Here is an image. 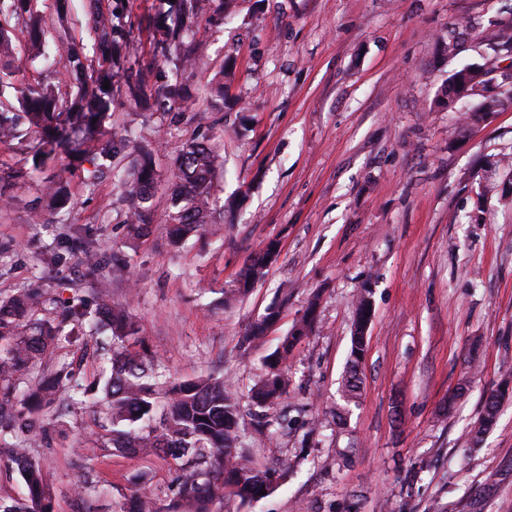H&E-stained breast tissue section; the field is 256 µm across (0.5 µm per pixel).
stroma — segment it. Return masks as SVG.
<instances>
[{
  "label": "stroma",
  "mask_w": 512,
  "mask_h": 512,
  "mask_svg": "<svg viewBox=\"0 0 512 512\" xmlns=\"http://www.w3.org/2000/svg\"><path fill=\"white\" fill-rule=\"evenodd\" d=\"M136 44L131 64L173 77L143 21L168 0H124ZM512 29V0H230L200 21L193 72L182 80L195 103L135 102L116 80L114 141L133 138L155 155L151 232L131 238L121 177L134 156L117 150L93 185L69 177V204L50 212L42 194L49 163L0 202V297L25 288L48 299L96 291L125 307L146 344L179 379L228 375L247 393L263 359L319 295L318 326L288 361L286 395L266 408L275 431L257 430L245 409V444L258 465L291 471L272 495L225 496L221 512H512V60L482 40ZM10 68L56 82L63 50L47 29L33 52L12 30ZM454 43L448 54L445 43ZM236 73L224 102L211 83L226 60ZM494 76L498 112L457 135L461 113L436 100L461 66ZM209 143L222 167L214 182L219 231L172 243L165 224L182 146ZM39 223H31L32 211ZM122 263L127 274L48 257L63 241ZM278 254L243 301L222 307L225 288L267 243ZM372 291L361 396L345 427L332 412L351 346L354 299ZM287 296L265 339L241 357L239 340ZM471 384L453 413L440 408L463 374ZM505 387L497 424L479 445L469 432L488 390ZM110 422L73 405L30 447L53 486L54 512H119L132 474L174 497V465L154 455L106 449ZM98 461L95 495L77 492L86 458Z\"/></svg>",
  "instance_id": "stroma-1"
}]
</instances>
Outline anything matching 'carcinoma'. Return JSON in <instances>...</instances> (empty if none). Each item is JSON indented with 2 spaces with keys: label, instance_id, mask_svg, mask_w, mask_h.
<instances>
[{
  "label": "carcinoma",
  "instance_id": "1",
  "mask_svg": "<svg viewBox=\"0 0 512 512\" xmlns=\"http://www.w3.org/2000/svg\"><path fill=\"white\" fill-rule=\"evenodd\" d=\"M224 0H172L170 15L148 20L146 29L154 50L185 73L196 62L184 37L198 20ZM125 6L93 15L98 33L96 63L88 61L85 47L72 37L69 28L57 29L58 42L65 52L64 84L77 85L67 95L56 86L28 83L19 88L22 112L0 111V143L33 139L32 167L38 169L63 154L55 178L43 187V195L60 205L66 196L67 178L76 168L94 182L100 173V159L112 158V137L106 122L110 117L112 89L103 88L125 75L127 96L137 101L150 84V72L126 74L130 56V32L125 30ZM30 27L32 43H42L44 30L33 0H0V13ZM492 49L512 46V31L499 29L484 36ZM162 100L191 102L180 82L158 88ZM218 168L216 152L205 142L192 141L183 149L176 177L181 187L171 197L168 214L169 237L178 244L189 235L215 223L213 182ZM159 178L152 154L143 152L135 161L133 179L124 182L130 199L128 226L139 239L149 230L151 190ZM66 253L52 255L50 262L65 260L77 250L71 242ZM82 262L98 269L110 266L114 275L125 274L124 266L108 264L104 256L83 246ZM274 245L269 244L239 274L235 284L224 289L222 305L231 306L246 295L272 263ZM318 297H313L293 332L282 337L276 349L264 359V373L248 392L249 403L264 409L286 393L288 378L284 366L298 340L317 325ZM372 312L371 291L361 290L355 299V324L342 383L345 406L336 409V423L345 422L346 406L357 401L362 377L360 365L366 348V329ZM280 315V305L268 307L262 319L249 325L240 347L248 350L262 338ZM89 335H106L109 349L101 354L104 367L93 380L79 377L71 365H62L27 388L18 389L19 376L35 365L59 341H77ZM66 393L80 405L101 407L112 424V449L126 455L154 454L174 461L178 472L177 499L163 503L141 491L146 475L137 474V489L125 499L120 512H211V506L230 494L242 502L260 498L259 491L280 483L288 472L279 467L260 468L242 447L244 418L235 384L220 376L197 377L175 382L163 373L155 353L149 351L138 328L126 311L112 305L102 295L91 292L69 300L44 299L35 290L0 298V469L17 473L27 487L23 502L0 500V512H52L49 480L30 455L27 443L45 434L36 415L51 407L56 396ZM501 390H492L483 403L482 415L472 430V444L497 422Z\"/></svg>",
  "mask_w": 512,
  "mask_h": 512
}]
</instances>
